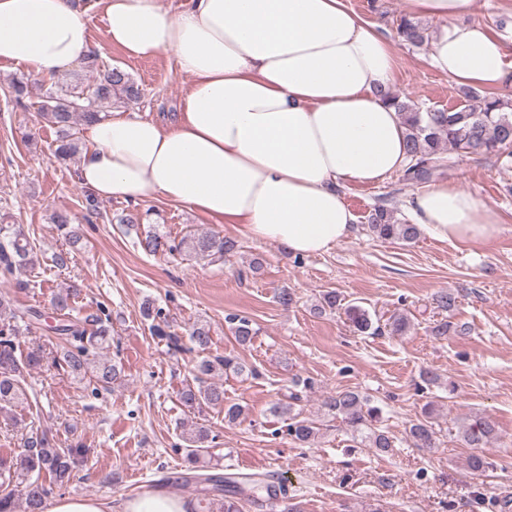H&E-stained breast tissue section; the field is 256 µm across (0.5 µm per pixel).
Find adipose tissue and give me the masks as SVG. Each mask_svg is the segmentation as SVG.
<instances>
[{"label":"adipose tissue","mask_w":512,"mask_h":512,"mask_svg":"<svg viewBox=\"0 0 512 512\" xmlns=\"http://www.w3.org/2000/svg\"><path fill=\"white\" fill-rule=\"evenodd\" d=\"M105 34L127 56L172 54L192 77L169 125L126 112L88 123L80 183L100 198L146 196L186 204L240 225L295 255L324 253L356 217L341 188L379 184L406 162L402 119L382 91L394 77L389 40L345 0H99ZM413 18L442 20L432 65L449 81L497 92L512 65L487 24L464 22L473 0H403ZM92 50L72 0H0V60L49 75ZM418 224L441 241L493 238L497 210L439 182L409 201ZM49 512H192L151 489L119 509L62 498Z\"/></svg>","instance_id":"ef3b65f1"}]
</instances>
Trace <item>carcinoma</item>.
<instances>
[{
    "label": "carcinoma",
    "instance_id": "obj_1",
    "mask_svg": "<svg viewBox=\"0 0 512 512\" xmlns=\"http://www.w3.org/2000/svg\"><path fill=\"white\" fill-rule=\"evenodd\" d=\"M396 34L414 46L428 42L426 29L418 22L402 16L396 26ZM139 88L131 75L119 67H108L95 80L85 86L75 87L62 94H51L39 105L42 118L58 128L60 139L54 157L60 161L70 159L78 149L74 128L79 122H90L100 116L104 109L112 107L114 101L131 100L138 96ZM391 105L401 115L405 126L406 154L408 164L403 168L400 181L420 185L429 182L443 165L445 150L462 152L475 157L512 159V112L505 111V103L495 96H480L465 93L466 104L459 107L431 108L424 110L415 104L399 99L393 92L386 93ZM53 223L63 233L69 245L80 241L78 228L72 224L70 215L58 212ZM367 231L383 240L412 242L420 235L415 224L395 219L394 211L384 204L373 207L367 216ZM140 249L149 255L188 253L220 261L238 249L237 242L216 235H186L175 242L156 231H148L137 240ZM38 262L24 230L14 224H0V274L8 278L18 271L32 268ZM74 290L65 287L53 298V306L64 319L51 327L63 343L55 350L45 352L37 346L27 354L18 353V337L31 333L33 321L39 319L36 311H17L10 302L0 296V414L12 425L21 420L14 409L27 400L25 387L21 384L23 372L42 367L45 359L57 371L78 380L96 382L104 390L123 381L121 362L109 358L106 351L112 343V322L109 315H93L80 319L72 316ZM345 313L362 333L376 334L381 326L375 324L368 311L358 305L348 304ZM145 317L156 321L152 325L156 337L167 342L169 348L179 350V339L168 331L169 324L162 311L153 308L149 301L143 305ZM233 335L240 345L251 341L255 330L251 322L243 317L232 316ZM192 349L201 353L194 365L197 386H187L180 393L181 402L190 408L221 407L224 419L234 423L240 419L244 409L239 404L224 405V387L208 382V379L226 373L242 374L246 365L231 354L213 355L211 331L206 324L196 323L189 330ZM328 413L341 414L349 423L353 433L364 435L370 447L385 452L392 447L391 437L374 426L379 420V410L369 406L368 399L359 393L346 390L326 396L322 401ZM289 404L278 403L274 412L290 415L288 434L305 445L313 442L319 427L309 418L291 415ZM496 435L495 423L483 418L463 432L467 447L473 449L468 457V467L483 473L490 467L485 456L479 453ZM409 437L416 448L435 447V432L430 421L419 419L409 427ZM188 454L195 456L208 441L205 429L196 427L187 432ZM82 447H63L55 436L46 430L29 429L22 445L0 455V512H45L48 497L53 488H62L70 481L75 468L87 455ZM202 485L196 512H240V503L248 500L254 504L273 502L287 497L285 486L272 475L264 477L233 476L231 474H195L183 477Z\"/></svg>",
    "mask_w": 512,
    "mask_h": 512
}]
</instances>
